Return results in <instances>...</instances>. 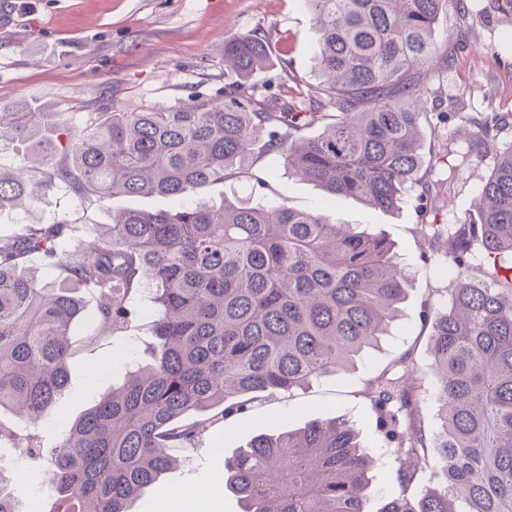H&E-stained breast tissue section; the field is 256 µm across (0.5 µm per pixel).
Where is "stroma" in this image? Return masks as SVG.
<instances>
[{
	"instance_id": "obj_1",
	"label": "stroma",
	"mask_w": 512,
	"mask_h": 512,
	"mask_svg": "<svg viewBox=\"0 0 512 512\" xmlns=\"http://www.w3.org/2000/svg\"><path fill=\"white\" fill-rule=\"evenodd\" d=\"M250 31L268 37L273 58L258 82L282 87L300 113L302 134H318L307 100L318 82V34L304 0H17L9 21L0 24V109L46 112L55 126L79 123L88 112L174 106L196 93L214 97L224 89L225 39ZM436 39L441 49L426 78L437 92V112L447 113L448 120L437 123L435 115L422 120L424 141L460 128L472 140L483 139L485 117L512 116V12L503 10L502 0H449ZM448 163L454 168V189L434 220L452 228L468 222L494 158L473 152L449 157ZM254 171L263 183L229 180L212 186L207 201L217 206L241 198L265 205L284 198L294 209L386 238L409 274L402 311L354 366L329 372L307 389L258 398L246 413L210 428L196 447L174 449L178 465L145 491L134 512H195L201 495L209 502L208 512H241L237 498L224 489L225 460L255 435L329 418L353 424L373 456L367 508L377 512L397 485L398 464L384 449L369 382L407 354L423 390L433 391L430 328L421 314L428 306L443 308L455 281L441 271L438 254L419 233L426 221L417 207L419 188L411 189L399 209L385 211L351 197L327 202L315 183L271 168L266 159ZM174 206V200L158 196L103 199L75 180L28 209L0 212V239L12 236L19 225L45 224L66 213L86 224L91 242L114 212ZM102 331L96 302L86 299L71 335L69 390L40 429L46 444L57 443L65 426L111 387L113 365L135 346L134 331L106 339ZM91 336L98 344L87 345Z\"/></svg>"
}]
</instances>
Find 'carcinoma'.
<instances>
[{"label":"carcinoma","instance_id":"cac0c4a2","mask_svg":"<svg viewBox=\"0 0 512 512\" xmlns=\"http://www.w3.org/2000/svg\"><path fill=\"white\" fill-rule=\"evenodd\" d=\"M304 2L319 35L317 135L298 134L288 100L252 81L268 68V39L238 34L224 41L221 97L89 112L63 130L65 157L100 197L197 203L116 212L92 246L64 214L0 240V413L33 426L51 416L69 383L83 296L99 301L112 336L140 318L151 323V362L125 356L121 383L68 427L61 449L0 422V447L20 449L59 494L49 512H132L176 463L170 449L195 447L264 393L304 389L353 364L397 316L408 274L386 239L285 200L204 201L217 183L262 181L253 166L272 155L330 202L348 196L395 210L414 185L422 211L447 202L452 175L435 173V159L458 150L439 138L424 158L420 119L431 101L421 70L439 50L435 27L448 0ZM40 117L0 113V143L35 148L18 167L0 165V209L32 204L70 178L54 161L57 146L42 140ZM420 234L460 275L477 251L495 268L512 262V143L496 153L470 223L446 233L422 224ZM35 255L63 286L25 273ZM422 318L433 320L437 426L429 445L409 357L402 373L370 381L399 464L397 489L378 512H512V279H461L449 303ZM370 469L349 423L312 420L255 436L225 466L224 486L242 512H368ZM427 469L439 485L409 495ZM0 512H22L17 485L2 474Z\"/></svg>","mask_w":512,"mask_h":512}]
</instances>
